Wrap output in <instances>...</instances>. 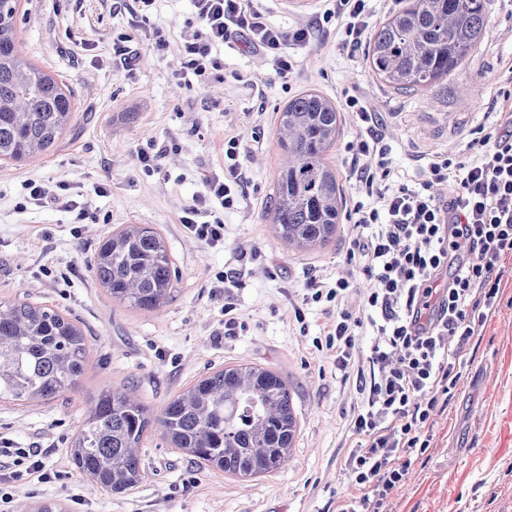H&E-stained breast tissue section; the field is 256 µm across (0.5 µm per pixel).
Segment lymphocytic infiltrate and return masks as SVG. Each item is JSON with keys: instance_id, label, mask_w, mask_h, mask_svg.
<instances>
[{"instance_id": "obj_1", "label": "lymphocytic infiltrate", "mask_w": 512, "mask_h": 512, "mask_svg": "<svg viewBox=\"0 0 512 512\" xmlns=\"http://www.w3.org/2000/svg\"><path fill=\"white\" fill-rule=\"evenodd\" d=\"M178 47L179 87L209 83L224 69L215 47L246 38L250 48L274 60L279 75L293 69L292 46L309 42L331 19L343 23V42L362 44L368 0H327L304 28H273L260 0H192ZM505 109L479 149L465 160L429 158L419 185L395 169L391 148L360 93L345 95L343 109L361 130L346 150L354 179L346 270L335 281L307 278L303 302H327L336 317L325 337L336 367L347 371L364 326L377 340L367 358L362 398L350 418L354 441L345 459L346 493L336 512H387L388 501L416 451L433 440L441 398H453L474 338L500 301L498 271L512 257V76L499 89ZM239 136L224 137V174L203 178L205 192L182 210L192 237L215 246L224 241L223 211L244 200V166ZM25 204H50L73 213L78 224H95L97 212L65 193L62 185L28 182ZM220 212H210L211 203ZM467 250L456 254V241ZM373 280L359 308L348 304L358 276ZM43 449L0 448V505L11 503L6 484L42 471Z\"/></svg>"}]
</instances>
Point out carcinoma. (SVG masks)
<instances>
[{
	"label": "carcinoma",
	"instance_id": "1",
	"mask_svg": "<svg viewBox=\"0 0 512 512\" xmlns=\"http://www.w3.org/2000/svg\"><path fill=\"white\" fill-rule=\"evenodd\" d=\"M16 2L0 0V159L49 151L71 124L73 93L29 64L16 39ZM490 0H408L369 40L375 76L397 91L424 92L454 75L478 46ZM340 135L336 105L317 91L293 96L278 113L276 136L288 157L280 168L266 223L300 251L336 236L342 204L329 151ZM91 271L119 304L153 311L174 291L172 256L161 234L125 224L100 243ZM88 340L58 310L0 303V400L46 402L76 387ZM135 385L105 389L93 400L67 449L80 474L111 494L140 484L144 435L157 424L173 447L207 470L252 478L280 469L298 433L288 380L257 365L204 376L154 414Z\"/></svg>",
	"mask_w": 512,
	"mask_h": 512
}]
</instances>
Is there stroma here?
Segmentation results:
<instances>
[{
	"instance_id": "35a3bbf8",
	"label": "stroma",
	"mask_w": 512,
	"mask_h": 512,
	"mask_svg": "<svg viewBox=\"0 0 512 512\" xmlns=\"http://www.w3.org/2000/svg\"><path fill=\"white\" fill-rule=\"evenodd\" d=\"M192 16L191 0H156L145 23L126 9L113 13L110 0L17 2L25 58L72 89L75 116L51 153L0 160V302L60 309L84 331L90 351L75 390L39 404L0 401V440L46 451L47 481L15 485L12 512L46 501L63 512H328L347 487L348 420L359 380L337 370L332 351L316 347L332 308L304 304L303 283L342 273L352 226L341 216L335 238L298 252L265 222L283 160L277 113L305 90L336 104L359 90L381 121L395 163L416 177L429 154L472 155L512 69V0H491L478 49L456 76L426 93L392 90L372 75L366 47L342 49L331 34L290 48V82L278 77L273 61L237 41L217 50L223 82L180 91L173 77L177 45ZM154 27L168 33V50L156 51L148 40ZM122 33L138 44L129 61L113 49ZM230 133L242 140L246 197L225 212L224 243L213 247L189 237L179 217L203 193V176L223 173ZM172 140L179 151L161 157L153 174L142 172L138 148ZM29 179L68 183L109 223L77 228L72 214L50 205L17 210ZM124 224L153 225L172 254L175 292L160 310L113 302L91 273L101 239ZM242 245L260 246L265 256L235 291L241 327L228 336L213 276L237 266ZM298 308L306 316L301 324ZM472 350L454 400L435 417L430 448L415 457L391 497L392 512H512V259L502 266L500 305ZM240 364L272 367L291 387L299 432L277 472L241 479L201 469L157 428L142 445L145 478L128 494H108L72 467L66 448L102 390L135 383L157 411L199 377Z\"/></svg>"
}]
</instances>
